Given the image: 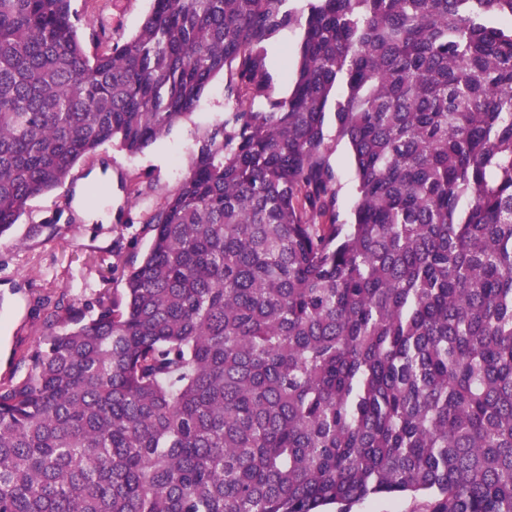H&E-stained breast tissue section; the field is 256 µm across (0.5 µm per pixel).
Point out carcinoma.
I'll return each instance as SVG.
<instances>
[{
	"label": "carcinoma",
	"instance_id": "1",
	"mask_svg": "<svg viewBox=\"0 0 512 512\" xmlns=\"http://www.w3.org/2000/svg\"><path fill=\"white\" fill-rule=\"evenodd\" d=\"M91 2L0 0V237L221 74L229 107L121 293L59 298L0 384V512H512V0H151L113 43ZM302 35L303 30L299 27L286 28L273 35L265 44V68L271 77L268 93L272 97L288 95L291 63ZM333 135L334 129L330 123L325 145L330 153V161L336 170L340 185L338 207L341 213H347L352 209L356 201L355 174L347 148L343 143L336 145ZM424 499L411 496L374 497L356 505L352 512H421Z\"/></svg>",
	"mask_w": 512,
	"mask_h": 512
}]
</instances>
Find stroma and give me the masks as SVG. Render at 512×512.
Masks as SVG:
<instances>
[{
	"label": "stroma",
	"mask_w": 512,
	"mask_h": 512,
	"mask_svg": "<svg viewBox=\"0 0 512 512\" xmlns=\"http://www.w3.org/2000/svg\"><path fill=\"white\" fill-rule=\"evenodd\" d=\"M150 8L151 0H97L87 24L111 21L115 35L128 38ZM302 35L301 28L292 27L267 41L268 97L287 96ZM224 84L216 77L193 113L142 153L132 155L113 144L100 147L76 165L72 182L28 201L10 234L0 238V382L25 378L22 360L43 339L47 300L63 294L91 306L120 293L127 269L149 248L151 235L143 224L89 221L74 205L76 188L111 195L116 211L136 214L158 206L179 188L197 141L227 110ZM325 145L340 185L338 207L346 213L356 201L354 169L345 145L331 137Z\"/></svg>",
	"instance_id": "stroma-1"
}]
</instances>
